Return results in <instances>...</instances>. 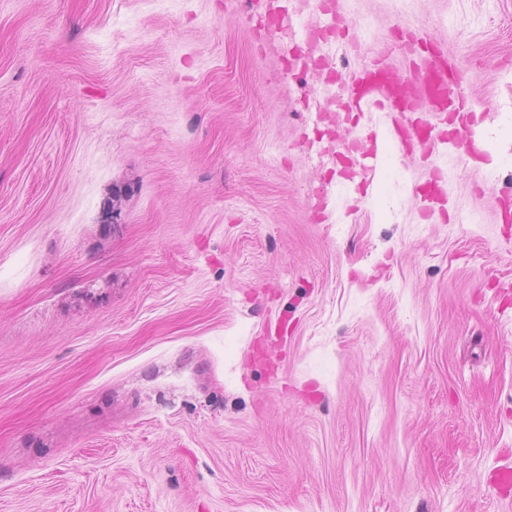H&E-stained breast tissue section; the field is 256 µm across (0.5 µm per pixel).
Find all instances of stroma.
Wrapping results in <instances>:
<instances>
[{"instance_id":"1","label":"stroma","mask_w":512,"mask_h":512,"mask_svg":"<svg viewBox=\"0 0 512 512\" xmlns=\"http://www.w3.org/2000/svg\"><path fill=\"white\" fill-rule=\"evenodd\" d=\"M268 2L0 0V512H512V0H339L332 93L409 21L477 179L353 174Z\"/></svg>"}]
</instances>
